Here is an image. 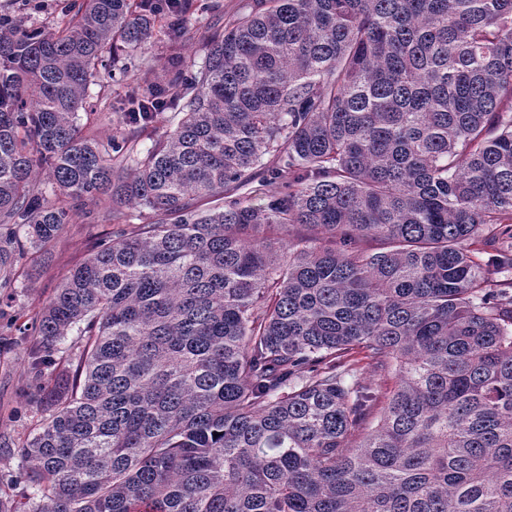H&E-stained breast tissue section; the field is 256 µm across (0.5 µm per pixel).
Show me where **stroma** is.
I'll return each mask as SVG.
<instances>
[{
    "label": "stroma",
    "mask_w": 512,
    "mask_h": 512,
    "mask_svg": "<svg viewBox=\"0 0 512 512\" xmlns=\"http://www.w3.org/2000/svg\"><path fill=\"white\" fill-rule=\"evenodd\" d=\"M191 24L182 39V56H203V40L223 30L227 19L244 0H190ZM167 18L158 15L151 38L135 51L124 52L108 65L89 88L88 104L79 111L84 131L100 141L115 135L128 136L139 147L149 144L148 134L123 122L125 94L135 86L168 82ZM91 218L66 225L64 231L43 247H26L13 269L11 288L0 292V442L8 441L10 453L0 455V497L19 498L30 487L21 481V447L40 429L47 416V396L40 392L28 368L39 338L35 319L54 297L71 268L82 262L97 245L108 242L116 230L106 216L112 208L108 198L90 203Z\"/></svg>",
    "instance_id": "obj_1"
}]
</instances>
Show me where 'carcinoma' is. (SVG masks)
<instances>
[{
	"mask_svg": "<svg viewBox=\"0 0 512 512\" xmlns=\"http://www.w3.org/2000/svg\"><path fill=\"white\" fill-rule=\"evenodd\" d=\"M161 8L0 24V288L20 232L101 196L122 225L35 320V377L87 349L0 512H512V293L481 287L512 269V0L246 2L190 80L175 57L148 148L83 134ZM257 179L281 190L254 205ZM362 358L398 377L383 403ZM86 345V339L82 336H78L74 330L65 341L59 344L51 353L50 359L55 363L51 367H61L67 365L70 362L77 363L79 358H82Z\"/></svg>",
	"mask_w": 512,
	"mask_h": 512,
	"instance_id": "1",
	"label": "carcinoma"
}]
</instances>
